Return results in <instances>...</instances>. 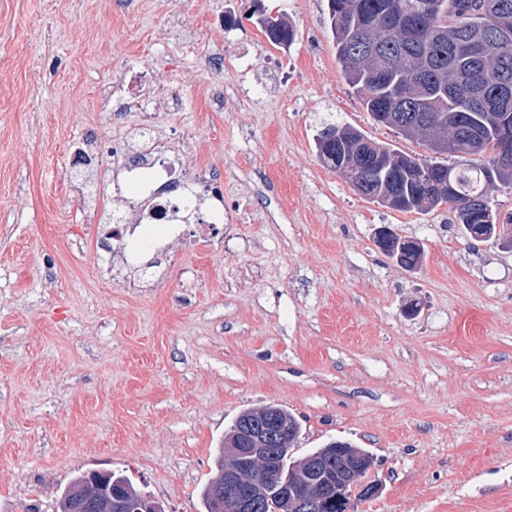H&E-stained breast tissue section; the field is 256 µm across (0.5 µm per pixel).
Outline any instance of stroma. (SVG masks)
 I'll return each mask as SVG.
<instances>
[{
  "mask_svg": "<svg viewBox=\"0 0 512 512\" xmlns=\"http://www.w3.org/2000/svg\"><path fill=\"white\" fill-rule=\"evenodd\" d=\"M262 2L294 28L288 49L253 0H0V512H57L74 476L111 470L200 512L225 429L268 404L300 422L295 456L331 440L373 455L381 491L354 512H512V248L466 239L448 207H381L324 165L327 118L425 149L363 110L327 0ZM135 68L181 98L155 121L188 173L262 201L222 249L140 288L97 252L108 172L96 213L68 190L73 146L111 149L139 121L97 105ZM382 225L422 244L418 269L378 250ZM259 4V3H258ZM260 5L257 14V24L260 26L261 31L264 33L268 41L276 46L288 47L294 39V30L285 17L278 13L276 18H272V11ZM277 22L268 24V21Z\"/></svg>",
  "mask_w": 512,
  "mask_h": 512,
  "instance_id": "stroma-1",
  "label": "stroma"
}]
</instances>
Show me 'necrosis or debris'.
Here are the masks:
<instances>
[{"mask_svg":"<svg viewBox=\"0 0 512 512\" xmlns=\"http://www.w3.org/2000/svg\"><path fill=\"white\" fill-rule=\"evenodd\" d=\"M101 104L106 112L114 108L142 112L149 107L172 112L177 101L156 85L136 91L109 85L101 92ZM77 158L85 179H95L103 168L112 172L113 199L119 218L111 234L99 240L100 254L135 266L140 277L150 279L160 275L174 249L210 246L216 225L234 221L233 213L224 209L213 214L208 223H191V215L205 197L221 198L222 183L218 175H210L209 194L200 193L199 182L183 175L177 159L165 156L158 136L146 137L138 131L128 133L122 148L109 154L101 151L96 142L87 141ZM133 183L137 184L139 193L129 202L123 196L122 187ZM156 225L161 232L147 244L145 252L129 254L128 239L138 229Z\"/></svg>","mask_w":512,"mask_h":512,"instance_id":"1","label":"necrosis or debris"}]
</instances>
